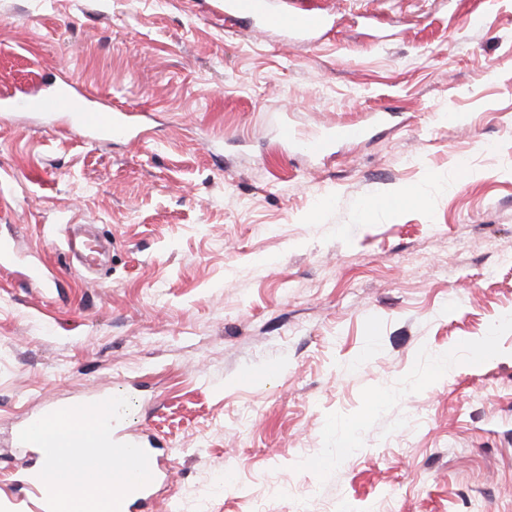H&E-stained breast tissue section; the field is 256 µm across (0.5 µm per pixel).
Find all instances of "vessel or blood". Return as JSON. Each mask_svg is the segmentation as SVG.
<instances>
[{
	"instance_id": "b4317fda",
	"label": "vessel or blood",
	"mask_w": 512,
	"mask_h": 512,
	"mask_svg": "<svg viewBox=\"0 0 512 512\" xmlns=\"http://www.w3.org/2000/svg\"><path fill=\"white\" fill-rule=\"evenodd\" d=\"M225 18L242 19L259 31L274 30L284 38L310 37L328 26L329 14L307 8L291 11L275 10L269 0H224ZM81 93L74 85H66L50 94H34L8 100L6 106L16 112H29L45 117L66 115L75 129L87 139L124 140L130 135L128 114L105 104L94 109H81ZM280 140L289 146L306 149L313 154L324 153L326 140L308 137L290 124H281ZM12 485L21 487V494L9 497V512H49L47 490L40 483L28 480L25 472L10 475Z\"/></svg>"
}]
</instances>
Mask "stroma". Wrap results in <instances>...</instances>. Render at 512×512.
I'll return each instance as SVG.
<instances>
[{"mask_svg":"<svg viewBox=\"0 0 512 512\" xmlns=\"http://www.w3.org/2000/svg\"><path fill=\"white\" fill-rule=\"evenodd\" d=\"M294 3L333 27L0 0V94L68 81L138 128L0 113V485L20 424L112 392L170 460L153 512H512V0ZM76 224L105 273L73 267ZM278 136L286 146L302 147L312 154H322L328 147L326 140L322 138L306 137L288 123L280 125Z\"/></svg>","mask_w":512,"mask_h":512,"instance_id":"35a3bbf8","label":"stroma"}]
</instances>
